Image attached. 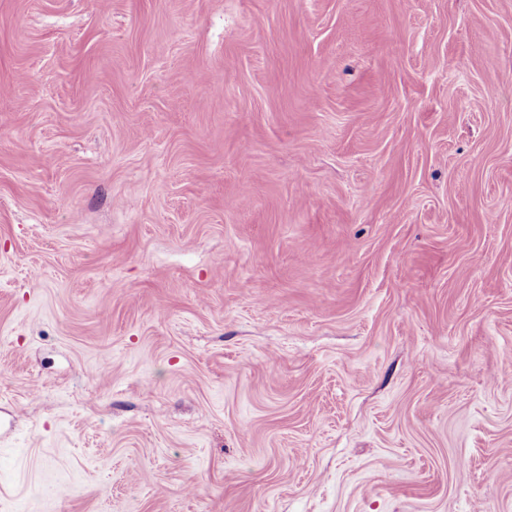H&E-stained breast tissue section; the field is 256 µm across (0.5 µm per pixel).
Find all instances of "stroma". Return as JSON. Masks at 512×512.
<instances>
[{"instance_id":"stroma-1","label":"stroma","mask_w":512,"mask_h":512,"mask_svg":"<svg viewBox=\"0 0 512 512\" xmlns=\"http://www.w3.org/2000/svg\"><path fill=\"white\" fill-rule=\"evenodd\" d=\"M0 512H512V0H0Z\"/></svg>"}]
</instances>
